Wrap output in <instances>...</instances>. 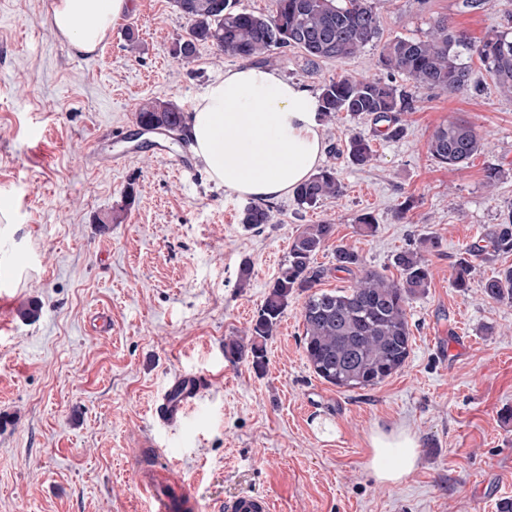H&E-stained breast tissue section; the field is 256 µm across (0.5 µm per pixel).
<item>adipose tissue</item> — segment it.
Here are the masks:
<instances>
[{
    "label": "adipose tissue",
    "mask_w": 512,
    "mask_h": 512,
    "mask_svg": "<svg viewBox=\"0 0 512 512\" xmlns=\"http://www.w3.org/2000/svg\"><path fill=\"white\" fill-rule=\"evenodd\" d=\"M132 0H57L52 26L81 53L93 52ZM189 135L216 184L238 197L287 195L320 165L326 147L315 102L302 85L250 64L225 71L196 101ZM367 467L383 484L399 483L419 463L408 431H373Z\"/></svg>",
    "instance_id": "ef3b65f1"
}]
</instances>
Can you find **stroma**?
<instances>
[{
  "mask_svg": "<svg viewBox=\"0 0 512 512\" xmlns=\"http://www.w3.org/2000/svg\"><path fill=\"white\" fill-rule=\"evenodd\" d=\"M379 8L380 35L357 57L313 67L288 47L267 67L314 94L344 74L401 84L380 62L391 39L425 37L439 17L475 42L512 32V0ZM52 14L46 0H0V266L14 273L0 287L11 319L0 332V512H145L133 450L150 440L173 475L193 483L200 512L244 491L268 496L274 512H497L512 499V419L503 417L512 410V302L483 291L512 253L475 260L467 292L452 285L459 258L512 207V97L479 59L464 90L416 91L400 139L344 112L324 123L323 163L335 167L342 195L312 207L272 200V222L249 230L239 222L243 199L204 168L176 175L134 138L141 102L190 110L239 59L209 44L191 64L176 57L187 22L173 0H133L90 54L55 34ZM453 119L486 142L459 169L427 151L432 131ZM355 132L375 151L364 168L347 158ZM96 144L125 164L98 165ZM491 166L500 171L493 189ZM122 205L124 221L105 223ZM365 214L374 233L360 228ZM323 222L336 227L314 258L327 291L355 281L336 270L334 245L396 280L398 252L427 235L441 241L427 255L431 283L408 307L410 357L374 387L342 391L312 372L299 296L266 342L264 374L224 358L225 337L247 336L297 231ZM244 261L252 277L242 287ZM31 303L36 317L21 318ZM101 312L110 333L94 325ZM183 373L207 377V390L180 422L163 424L154 409ZM396 427L417 437L420 461L400 483L381 485L366 467L369 436Z\"/></svg>",
  "mask_w": 512,
  "mask_h": 512,
  "instance_id": "35a3bbf8",
  "label": "stroma"
}]
</instances>
